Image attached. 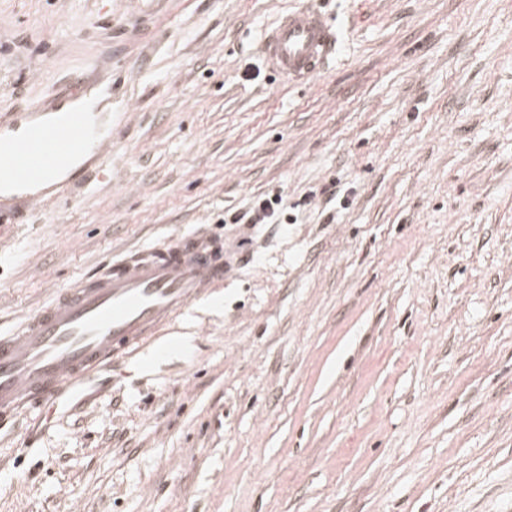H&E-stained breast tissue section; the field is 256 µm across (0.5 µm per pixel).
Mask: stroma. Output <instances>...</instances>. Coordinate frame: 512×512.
Segmentation results:
<instances>
[{"mask_svg": "<svg viewBox=\"0 0 512 512\" xmlns=\"http://www.w3.org/2000/svg\"><path fill=\"white\" fill-rule=\"evenodd\" d=\"M101 2L0 0V122L83 74L112 129L111 181L0 224V332L204 224L246 257L163 329L188 356L0 428V512H512V0H311L301 83L262 38L302 0ZM262 47L280 77L299 80L314 75L336 53V31L321 10L304 4L280 18ZM281 197L258 200L251 211L243 214L224 215V221L228 224H284L280 219Z\"/></svg>", "mask_w": 512, "mask_h": 512, "instance_id": "35a3bbf8", "label": "stroma"}]
</instances>
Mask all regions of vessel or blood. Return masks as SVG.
<instances>
[{
  "instance_id": "b4317fda",
  "label": "vessel or blood",
  "mask_w": 512,
  "mask_h": 512,
  "mask_svg": "<svg viewBox=\"0 0 512 512\" xmlns=\"http://www.w3.org/2000/svg\"><path fill=\"white\" fill-rule=\"evenodd\" d=\"M264 53L286 79L314 75L336 52V31L315 6L283 15L266 34ZM112 130L73 113L63 125H35L0 142V184L33 183L74 156L105 159ZM234 256L213 226L127 253L55 296L11 333L0 334V423L31 407L49 413L56 395L93 367L130 351L140 365L184 351L181 339L155 342L158 330L223 285Z\"/></svg>"
}]
</instances>
